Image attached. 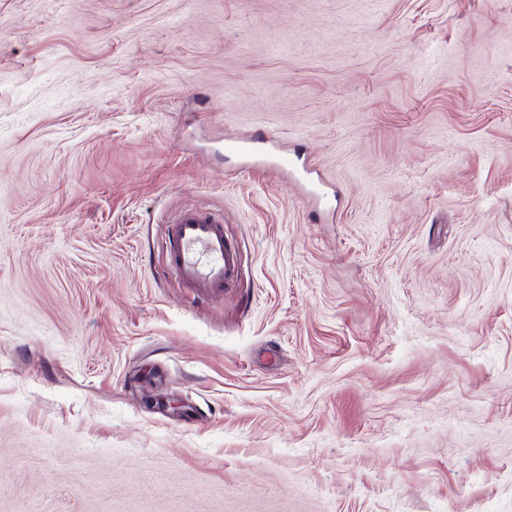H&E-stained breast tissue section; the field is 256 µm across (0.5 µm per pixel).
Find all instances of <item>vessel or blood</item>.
Returning a JSON list of instances; mask_svg holds the SVG:
<instances>
[{
    "label": "vessel or blood",
    "instance_id": "1",
    "mask_svg": "<svg viewBox=\"0 0 512 512\" xmlns=\"http://www.w3.org/2000/svg\"><path fill=\"white\" fill-rule=\"evenodd\" d=\"M233 150L251 157L276 153L275 138L250 136L233 141ZM171 274L200 296H222L234 278L238 257L224 236V221L198 209L181 211L165 243Z\"/></svg>",
    "mask_w": 512,
    "mask_h": 512
}]
</instances>
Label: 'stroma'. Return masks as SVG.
Listing matches in <instances>:
<instances>
[{"mask_svg": "<svg viewBox=\"0 0 512 512\" xmlns=\"http://www.w3.org/2000/svg\"><path fill=\"white\" fill-rule=\"evenodd\" d=\"M0 512H512V0H0ZM231 148L251 157H260L276 149V139L267 137L263 140H258L251 136H245L235 139ZM174 221L165 243L171 274L201 297H221L238 265L237 254L224 236V220L186 209Z\"/></svg>", "mask_w": 512, "mask_h": 512, "instance_id": "stroma-1", "label": "stroma"}]
</instances>
